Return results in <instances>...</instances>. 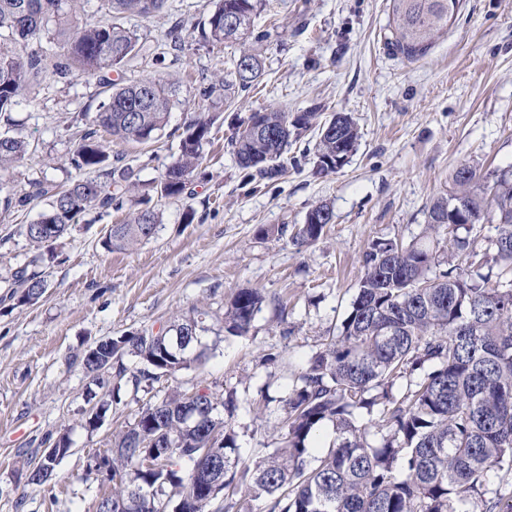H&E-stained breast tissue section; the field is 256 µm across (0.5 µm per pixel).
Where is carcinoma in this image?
<instances>
[{
  "label": "carcinoma",
  "instance_id": "carcinoma-1",
  "mask_svg": "<svg viewBox=\"0 0 512 512\" xmlns=\"http://www.w3.org/2000/svg\"><path fill=\"white\" fill-rule=\"evenodd\" d=\"M167 0H103L108 14L148 16ZM204 22L214 43L256 44L266 35L254 20L263 0H212ZM83 0H0V115L18 103L26 87L51 73L59 78L97 79L107 96L92 124L76 139L69 164L94 169L102 180H78L54 193L43 182L27 192L11 189L13 170L25 159L29 143L0 135V210L8 213L50 196L48 209L27 225L26 236L38 245L63 238L77 218L90 209L109 211L127 200L135 186L134 170L123 156L104 149L103 136L120 143L157 141L168 123L177 88L160 78L122 84L112 78L140 51L139 36L109 20L81 24ZM394 27L388 45L407 60L427 53L448 32L460 0H390ZM60 46L51 52L42 42ZM233 80L224 90L252 88L262 75L255 49L234 60ZM212 118L192 120L178 153L154 187L162 198H179L206 160ZM316 132L314 163L319 174L335 172L358 145L353 119L337 113L287 112L276 107L253 112L235 129L230 143L244 183L260 186L287 171L288 146ZM468 175L453 174V191L433 199L422 236L408 243L372 242L361 256L363 276L339 333L315 353L281 398L280 445L264 456L246 460L239 454L235 432L224 416H233L236 391L208 385L195 388L196 420H187L188 392L174 391L147 403L133 423L115 437L112 456L95 476L112 483L98 512L109 500L138 491L135 512H175L187 482L210 462H224V492L191 512H232L260 500L259 512H512L487 496L492 470L512 471V168L496 174L492 184L469 165ZM133 210L122 224L111 225L102 240L105 250H121L151 239L161 214L131 200ZM335 213L319 203L296 227L297 245L316 243ZM493 224L494 254H479L478 237L467 223ZM465 230L466 235L459 234ZM487 273H482L483 267ZM18 303L33 304L46 294L48 280L22 269L15 273ZM264 296L239 288L224 307V332L247 335ZM207 312L194 309L164 333H131L90 348L82 363L89 375L106 366L123 376L122 357L140 368L135 386L162 376L174 377L191 361L204 330ZM409 379L398 399L389 389ZM367 422H360L362 415ZM326 421L333 424L334 444L319 454L306 441ZM381 434L370 440L371 429ZM168 439L175 449L154 470L139 467L150 443ZM57 467L35 465L25 485L50 483Z\"/></svg>",
  "mask_w": 512,
  "mask_h": 512
}]
</instances>
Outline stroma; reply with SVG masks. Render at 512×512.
I'll return each mask as SVG.
<instances>
[{
    "label": "stroma",
    "instance_id": "1",
    "mask_svg": "<svg viewBox=\"0 0 512 512\" xmlns=\"http://www.w3.org/2000/svg\"><path fill=\"white\" fill-rule=\"evenodd\" d=\"M209 8L208 0H168L152 16L115 18L144 44L124 66L125 82L160 76L180 87L158 142L117 148L140 183L158 182L193 117H217L188 193L152 199L162 215L156 235L106 252L107 227L127 212L92 210L50 253L26 236L48 198L0 219V512H96L112 486L83 481L85 471L110 455L145 403L200 382L236 391L231 425L243 457L272 451L290 373L337 334L363 251L377 239L421 236L427 205L449 193L460 164L484 174L512 166V0H462L447 34L413 61L387 45L388 0H266L256 18L269 33L258 46L261 82L230 103L224 76L242 47L205 38ZM103 99L96 81L50 74L20 97L10 122H0V133H17L32 147L13 173L15 192L33 181L87 178L68 157L75 129L93 120ZM270 106L350 114L360 132L356 153L341 170L320 175L297 143L288 154L298 162L285 176L256 189L243 185L229 145L233 128ZM321 201L332 205L335 222L317 243L265 235L274 225L303 223ZM22 268L49 282L37 303L11 297ZM237 288L261 291L265 303L247 335L229 338L219 316ZM194 307L214 314L200 336L204 363L140 388L112 373L98 382L83 369L80 358L97 341L161 332ZM270 353L276 362L267 361ZM93 394L109 409L91 428ZM64 433L72 451L55 479L41 488L19 482V469Z\"/></svg>",
    "mask_w": 512,
    "mask_h": 512
}]
</instances>
